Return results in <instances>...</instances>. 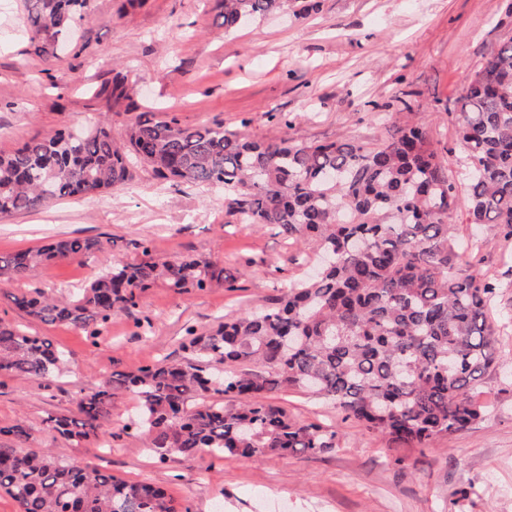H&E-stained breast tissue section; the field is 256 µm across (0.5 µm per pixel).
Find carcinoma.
Listing matches in <instances>:
<instances>
[{"label":"carcinoma","mask_w":512,"mask_h":512,"mask_svg":"<svg viewBox=\"0 0 512 512\" xmlns=\"http://www.w3.org/2000/svg\"><path fill=\"white\" fill-rule=\"evenodd\" d=\"M289 0H219L224 32L283 9ZM89 0H26L35 52L55 57L82 21ZM113 103L132 98L128 76L112 78ZM462 149L459 178L412 105L378 144L255 139L222 123L190 125L170 112L129 121L119 136L104 123L88 134L34 137L0 151V216L78 194L117 189L143 166L162 184L224 188L227 213L295 239L311 238L316 271L271 306L186 330V363L122 372L76 400L78 417H51L67 438L99 436L100 420L124 393L139 413L124 426L146 438L159 460L197 454L311 456L336 447V432L300 423L272 394L304 388L330 398L368 430L403 448H426L487 414L476 401L496 361L490 305L495 282L459 263L455 215L495 224L512 236V38L473 74L452 113ZM106 264L66 300L40 292L14 305L45 323L99 334L112 317L164 284L178 293L234 288L243 273L192 255ZM105 252L95 238L64 237L0 253V280L26 276L54 259ZM64 350L0 320V373L48 379ZM231 396L239 405L224 404ZM16 448H0V490L20 512H179L148 481L127 482L48 449L25 451L30 428L0 427Z\"/></svg>","instance_id":"obj_1"}]
</instances>
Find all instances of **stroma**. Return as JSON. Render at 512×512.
<instances>
[{"instance_id": "obj_1", "label": "stroma", "mask_w": 512, "mask_h": 512, "mask_svg": "<svg viewBox=\"0 0 512 512\" xmlns=\"http://www.w3.org/2000/svg\"><path fill=\"white\" fill-rule=\"evenodd\" d=\"M305 16L277 14L227 33L214 0H90L74 52L52 60L35 53L23 0L0 12V150L60 128L86 130L130 115L97 95L115 72L134 85L139 111L158 108L189 124L223 123L264 139L375 144L389 123L377 106L409 101L434 143L456 147L449 114L464 85L498 45L512 37V0H297ZM470 261L496 278L493 315L500 356L480 388L492 413L471 429L435 439L429 448H395L328 399L301 389L274 405L296 420L336 432L331 451L309 456H191L159 462L142 436L124 425L132 396L112 404L102 437L61 436L48 417L76 416V400L111 377L163 361H187L185 330L215 327L225 314L268 306L281 288L305 279L317 261L314 242L227 214L218 187L160 185L138 169L124 188L67 197L0 218V252L37 247L58 237L98 238L106 251L52 261L28 277L0 284V319L45 337L69 354L51 383L0 373V427L24 422L31 449L48 448L81 465L128 480H147L190 512H512V238L495 227L457 220ZM193 254L242 271L240 287L179 294L159 285L137 309L113 317L97 337L45 324L17 309L13 294L64 297L84 287L103 261ZM473 496H465V489Z\"/></svg>"}]
</instances>
